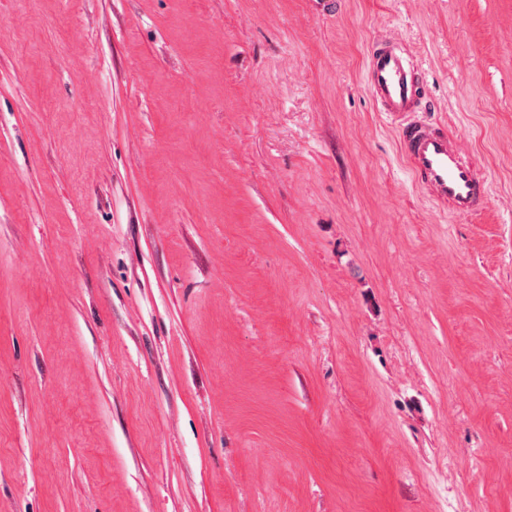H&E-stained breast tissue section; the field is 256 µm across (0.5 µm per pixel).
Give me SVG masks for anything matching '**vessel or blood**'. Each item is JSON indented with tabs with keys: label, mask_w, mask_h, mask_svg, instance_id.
Instances as JSON below:
<instances>
[{
	"label": "vessel or blood",
	"mask_w": 512,
	"mask_h": 512,
	"mask_svg": "<svg viewBox=\"0 0 512 512\" xmlns=\"http://www.w3.org/2000/svg\"><path fill=\"white\" fill-rule=\"evenodd\" d=\"M366 80L378 111L401 120L399 150L414 182L456 215L476 214L488 195L487 173L439 123L418 119L428 97L422 65L382 37L369 50Z\"/></svg>",
	"instance_id": "obj_1"
}]
</instances>
